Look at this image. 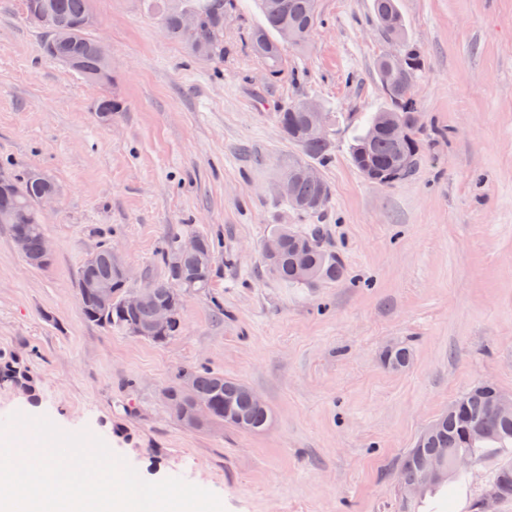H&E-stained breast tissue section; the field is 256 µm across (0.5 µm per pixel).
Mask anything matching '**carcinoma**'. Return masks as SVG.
Here are the masks:
<instances>
[{
    "label": "carcinoma",
    "mask_w": 512,
    "mask_h": 512,
    "mask_svg": "<svg viewBox=\"0 0 512 512\" xmlns=\"http://www.w3.org/2000/svg\"><path fill=\"white\" fill-rule=\"evenodd\" d=\"M53 14L61 21L75 25L78 31L74 39L66 43L52 40L48 30L41 29L43 54L55 58L65 54L75 62L73 71L90 83L98 84L102 63L95 49V38L89 30L79 28L83 18L90 14L89 0H49ZM264 22L251 33L250 48L261 59L271 76L279 75L287 65L288 49L281 46L280 30L291 27L297 34L295 50L304 49L311 37L317 20V0H259ZM160 16L164 31L172 38L183 41L197 57L207 60L224 59V24L237 9L236 0H146ZM372 10L378 28L388 39L398 41L400 51L406 59V70L397 86L384 84L385 105L370 114L364 127L355 135L350 146L351 160L355 167L370 182L382 185L386 180L395 182L404 179L416 167L420 157V143L416 137L418 107L415 101L417 72L423 63L421 52L406 39L405 25L397 0H373ZM195 17L193 34H184L181 21L183 15ZM116 104L106 95L97 104V118L103 123L112 121ZM394 119L406 125L410 141L397 147L383 131V124ZM276 120L283 138L302 154V158L281 169L280 177L292 181L293 197L285 199L292 208L310 219L324 211L330 199L326 182H310L302 169L308 165L306 159L323 164L332 157L331 132L321 139L303 138L306 113L302 103L296 102L281 107ZM18 187L16 191L0 193V217H9L6 228L10 235L26 237L29 250H41L45 238L44 224L39 218L37 201L42 194L56 190L53 181L37 169H26L14 174ZM317 205H312V202ZM270 235L279 238L280 254L271 262L262 259L263 267L279 281L295 288H312L316 285L334 282L345 274L344 266L336 254L325 250L320 244V229L317 224L294 228L286 224L273 225ZM204 253L198 259L189 260L180 266L170 262L179 248L178 239L171 237L164 242L159 253L163 274L146 287L147 298L137 307L122 303L128 293L127 282L115 274L112 261V246L104 243L91 255V262L84 263L77 271L75 285L83 319L108 330L126 331L131 325L147 328L154 320L155 303L169 302L176 310V320L166 329L150 332L147 340L165 344L182 331V312L176 296L177 288H190L204 292L213 286L216 254L223 241L217 235L201 236ZM108 281L112 284V305L104 309L97 297L83 287L85 277ZM189 381L193 392L188 394L182 383ZM35 402L38 399L37 384L27 367L12 354L0 353V389L21 392ZM166 400L171 416L187 428L197 430L214 425L228 424L240 428L234 416L241 417L247 432H260L267 428L270 412L267 406H257L251 400V390L244 383L228 379L223 374L206 367H181L174 381L166 387ZM202 403L208 410L207 422L194 426L191 414L195 404ZM488 397L475 395L460 408L442 415L436 430L429 436L418 438L401 462L405 476L415 480L420 475L423 462L434 454H444L452 459L467 455L476 461L490 452L512 451V420L504 421L492 415L487 409ZM481 423L489 432L483 441L470 443L465 438V429L472 422ZM508 484L506 501L512 500V465L505 463L498 468L492 481L483 491Z\"/></svg>",
    "instance_id": "obj_1"
}]
</instances>
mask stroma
Wrapping results in <instances>:
<instances>
[{
	"label": "stroma",
	"instance_id": "obj_1",
	"mask_svg": "<svg viewBox=\"0 0 512 512\" xmlns=\"http://www.w3.org/2000/svg\"><path fill=\"white\" fill-rule=\"evenodd\" d=\"M90 5L112 56L101 87L46 57L20 0H0V163L58 186L48 267L27 266L0 225V352L25 361L39 391L32 405L0 390V418L101 438L142 479L183 478L225 512H397L401 461L423 428L479 383L512 395V0H398L424 55L422 157L388 187L348 150L384 104L374 65L394 49L372 0H317L309 47L275 77L250 50L258 0H239L219 62L165 36L143 0ZM105 95L119 105L108 124ZM307 99L340 119L319 223L346 276L291 288L260 253L272 225L307 222L273 190L299 155L275 113ZM198 233L224 249L213 288L187 297L181 334L158 345L82 319L76 271L102 242L136 291L161 276L163 238ZM391 344L412 350L406 368L384 364ZM182 366L249 386L268 427L184 428L162 395ZM510 461L473 464L437 512H468Z\"/></svg>",
	"mask_w": 512,
	"mask_h": 512
}]
</instances>
